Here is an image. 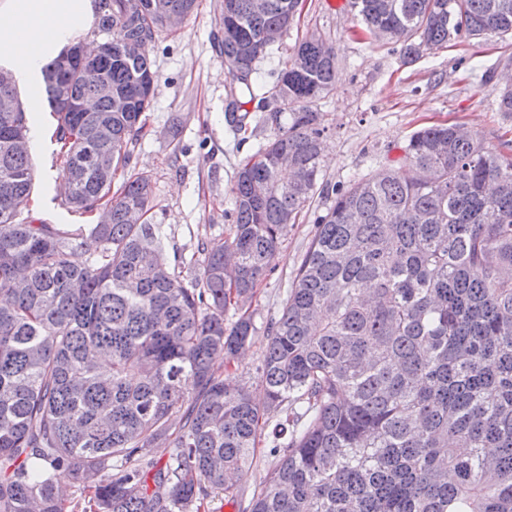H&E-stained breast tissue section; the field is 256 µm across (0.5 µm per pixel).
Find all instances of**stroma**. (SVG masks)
<instances>
[{
	"label": "stroma",
	"instance_id": "obj_1",
	"mask_svg": "<svg viewBox=\"0 0 512 512\" xmlns=\"http://www.w3.org/2000/svg\"><path fill=\"white\" fill-rule=\"evenodd\" d=\"M360 28L348 0L335 8L329 0H304L279 49L258 65L260 77L269 79L295 43L312 32L338 51L336 90L318 104L329 128L323 177L310 208L282 239L273 272L259 282L249 303L257 323L278 315L313 236L314 219L334 200L332 187L394 166L410 135L433 123L465 124L491 143L501 134L512 138V113L498 111L494 91L512 56V36L443 48L406 65L400 44L369 46L360 39ZM222 37L217 0H197L181 25L156 35L149 57L158 86L130 164L151 174V221L160 225L168 254L185 260L201 240L227 235L234 171L270 134L252 127L241 141L229 128L225 108L232 84L218 48ZM36 117L45 135L31 146L34 186L18 208L19 220L96 223V213H75L65 205L55 121L45 105Z\"/></svg>",
	"mask_w": 512,
	"mask_h": 512
}]
</instances>
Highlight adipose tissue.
Instances as JSON below:
<instances>
[{
	"label": "adipose tissue",
	"mask_w": 512,
	"mask_h": 512,
	"mask_svg": "<svg viewBox=\"0 0 512 512\" xmlns=\"http://www.w3.org/2000/svg\"><path fill=\"white\" fill-rule=\"evenodd\" d=\"M94 22L93 0H0V67L31 83Z\"/></svg>",
	"instance_id": "ef3b65f1"
}]
</instances>
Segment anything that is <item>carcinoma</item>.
I'll use <instances>...</instances> for the list:
<instances>
[{
    "mask_svg": "<svg viewBox=\"0 0 512 512\" xmlns=\"http://www.w3.org/2000/svg\"><path fill=\"white\" fill-rule=\"evenodd\" d=\"M219 0L224 68L239 86L235 131L257 102L270 137L233 177L232 227L171 265L149 222L154 185L132 172L157 79L144 55L164 14L196 0H99L106 77L50 63L65 196L106 211L87 229L23 223L34 180L13 75L0 69V512H67L53 474L70 470L82 512H209L236 496L270 430L274 462L242 512H512V145L456 124L415 131L394 167L335 189L257 366L262 392L230 384L256 332L242 302L310 207L325 162L318 102L336 51L306 37L267 83L253 77L301 0ZM369 37L428 50L512 34V0H351ZM264 183L269 193L255 196ZM83 249L82 264L70 259ZM106 356L111 369H98ZM170 448L161 462L150 448Z\"/></svg>",
    "mask_w": 512,
    "mask_h": 512,
    "instance_id": "carcinoma-1",
    "label": "carcinoma"
}]
</instances>
